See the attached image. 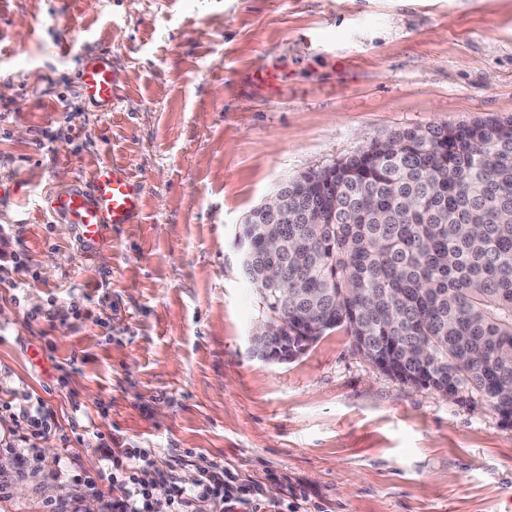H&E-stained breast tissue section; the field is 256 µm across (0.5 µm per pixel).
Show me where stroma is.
Returning <instances> with one entry per match:
<instances>
[{"label":"stroma","instance_id":"35a3bbf8","mask_svg":"<svg viewBox=\"0 0 512 512\" xmlns=\"http://www.w3.org/2000/svg\"><path fill=\"white\" fill-rule=\"evenodd\" d=\"M89 50L119 74L111 111L81 94ZM509 117L512 0H0V444L24 452L38 403L55 420L37 468L0 456V512H98L106 448L187 489L222 465L268 508L512 512L487 405L398 382L341 331L255 356L236 239L280 182L379 136ZM112 164L141 211L89 245L44 198Z\"/></svg>","mask_w":512,"mask_h":512}]
</instances>
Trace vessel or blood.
<instances>
[{
	"label": "vessel or blood",
	"mask_w": 512,
	"mask_h": 512,
	"mask_svg": "<svg viewBox=\"0 0 512 512\" xmlns=\"http://www.w3.org/2000/svg\"><path fill=\"white\" fill-rule=\"evenodd\" d=\"M117 82L118 74L110 55L88 53L82 56L80 87L103 110H111ZM48 203L54 212L77 225L85 242L94 243L108 227L133 223L140 210L141 194L126 170L112 165L94 172L89 191L57 194L50 197Z\"/></svg>",
	"instance_id": "b4317fda"
}]
</instances>
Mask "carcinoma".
<instances>
[{
    "mask_svg": "<svg viewBox=\"0 0 512 512\" xmlns=\"http://www.w3.org/2000/svg\"><path fill=\"white\" fill-rule=\"evenodd\" d=\"M336 160V223L282 224L254 208L239 245L264 230L288 250L241 263L265 310L263 270L282 271L278 315L302 344L333 330L404 384L483 403L512 427V117L402 129ZM288 207L305 214L324 172Z\"/></svg>",
    "mask_w": 512,
    "mask_h": 512,
    "instance_id": "obj_1",
    "label": "carcinoma"
}]
</instances>
